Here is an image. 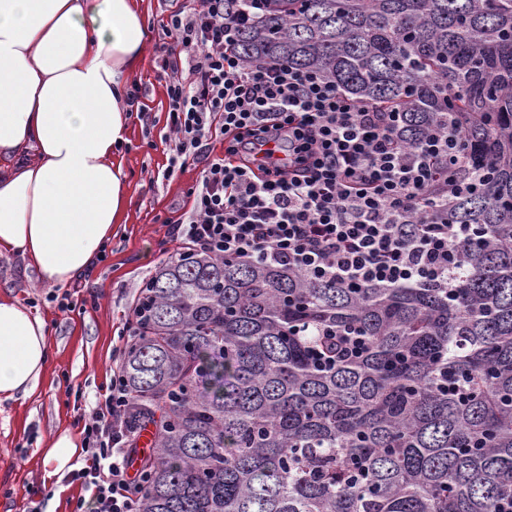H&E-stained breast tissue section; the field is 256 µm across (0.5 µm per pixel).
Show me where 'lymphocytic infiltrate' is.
I'll return each instance as SVG.
<instances>
[{
	"label": "lymphocytic infiltrate",
	"mask_w": 512,
	"mask_h": 512,
	"mask_svg": "<svg viewBox=\"0 0 512 512\" xmlns=\"http://www.w3.org/2000/svg\"><path fill=\"white\" fill-rule=\"evenodd\" d=\"M265 7L252 0L239 12L224 0H195L161 20L155 62L167 77L169 117L162 177L202 166L168 259L186 248L344 288L447 286L454 247L471 236L432 217L436 200L466 187L456 176V139L435 130L405 147L394 111L350 100L315 71L244 64L238 31ZM131 400L113 373L81 431L74 477L89 496L75 512H134L145 481L129 470L134 439L122 415Z\"/></svg>",
	"instance_id": "1"
}]
</instances>
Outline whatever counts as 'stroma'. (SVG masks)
<instances>
[{
  "instance_id": "stroma-1",
  "label": "stroma",
  "mask_w": 512,
  "mask_h": 512,
  "mask_svg": "<svg viewBox=\"0 0 512 512\" xmlns=\"http://www.w3.org/2000/svg\"><path fill=\"white\" fill-rule=\"evenodd\" d=\"M147 107L131 117L120 159L127 209L98 265L67 287L40 282L21 256L0 255V295L22 301L48 322L52 358L40 388L28 399L0 403V512H74L86 491L63 476L45 485L37 443L63 428L81 430L84 411L109 384L121 363L120 334L143 283L176 243L169 224L188 208L187 192L202 167L189 164L166 181L149 185V172L165 168L161 142L167 130L166 81L153 61L128 82ZM70 293L77 306L61 311L57 299Z\"/></svg>"
}]
</instances>
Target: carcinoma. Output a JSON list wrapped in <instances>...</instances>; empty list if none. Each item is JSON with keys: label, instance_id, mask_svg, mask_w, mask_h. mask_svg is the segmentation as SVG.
Here are the masks:
<instances>
[{"label": "carcinoma", "instance_id": "cac0c4a2", "mask_svg": "<svg viewBox=\"0 0 512 512\" xmlns=\"http://www.w3.org/2000/svg\"><path fill=\"white\" fill-rule=\"evenodd\" d=\"M247 62L316 70L396 108L399 138L445 128L439 201L470 227L448 287L342 288L183 251L135 307L125 414L152 435L138 512H496L512 502V0H267ZM354 331L364 353L337 337Z\"/></svg>", "mask_w": 512, "mask_h": 512}]
</instances>
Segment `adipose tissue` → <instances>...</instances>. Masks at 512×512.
I'll return each instance as SVG.
<instances>
[{"label":"adipose tissue","mask_w":512,"mask_h":512,"mask_svg":"<svg viewBox=\"0 0 512 512\" xmlns=\"http://www.w3.org/2000/svg\"><path fill=\"white\" fill-rule=\"evenodd\" d=\"M145 38L137 0H0V252L41 282L90 271L126 210L117 149ZM49 358L46 321L0 296V401L31 397ZM80 451L59 431L41 451L45 480Z\"/></svg>","instance_id":"obj_1"}]
</instances>
